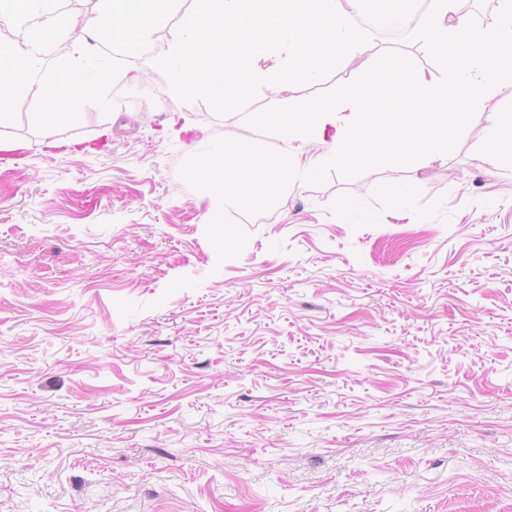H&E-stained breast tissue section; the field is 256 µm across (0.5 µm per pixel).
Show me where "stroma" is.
<instances>
[{
	"label": "stroma",
	"instance_id": "obj_1",
	"mask_svg": "<svg viewBox=\"0 0 512 512\" xmlns=\"http://www.w3.org/2000/svg\"><path fill=\"white\" fill-rule=\"evenodd\" d=\"M127 66L152 94L46 134L34 87L0 126V512H512V164L482 153L512 85L221 262L192 132L278 141Z\"/></svg>",
	"mask_w": 512,
	"mask_h": 512
}]
</instances>
